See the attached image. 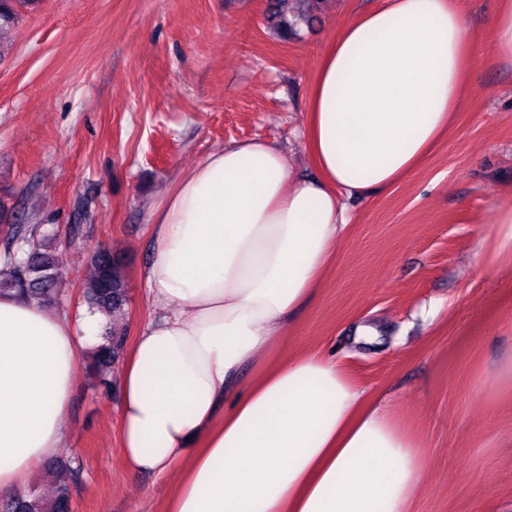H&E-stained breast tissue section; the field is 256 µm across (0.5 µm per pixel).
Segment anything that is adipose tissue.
<instances>
[{
  "mask_svg": "<svg viewBox=\"0 0 512 512\" xmlns=\"http://www.w3.org/2000/svg\"><path fill=\"white\" fill-rule=\"evenodd\" d=\"M488 58L512 66V0ZM455 0H384L330 38L307 103L317 168L264 139L210 153L154 212L156 314L118 366L127 472L170 474L169 512H414L421 440L321 352L275 349L314 302L347 201L415 171L473 78ZM104 319L0 294V497L59 455L79 354ZM250 378H243L244 370Z\"/></svg>",
  "mask_w": 512,
  "mask_h": 512,
  "instance_id": "1",
  "label": "adipose tissue"
}]
</instances>
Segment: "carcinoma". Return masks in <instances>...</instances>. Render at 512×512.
I'll return each mask as SVG.
<instances>
[{"label":"carcinoma","instance_id":"1","mask_svg":"<svg viewBox=\"0 0 512 512\" xmlns=\"http://www.w3.org/2000/svg\"><path fill=\"white\" fill-rule=\"evenodd\" d=\"M25 0H0V29L17 19L16 5ZM318 0H268L267 13L279 37L286 41L297 35L298 27L314 25ZM56 235L39 228L12 224L4 234L0 262V292H18L43 305L58 299L64 282L58 267ZM93 273L82 285L83 301L103 314L108 324L101 342L85 352L88 368L103 390H110L112 368L120 362L127 346L129 283L123 260L110 248H99L91 255ZM54 490L51 496L20 493L0 500V512H72V488L79 480L82 463L72 456L52 461Z\"/></svg>","mask_w":512,"mask_h":512}]
</instances>
